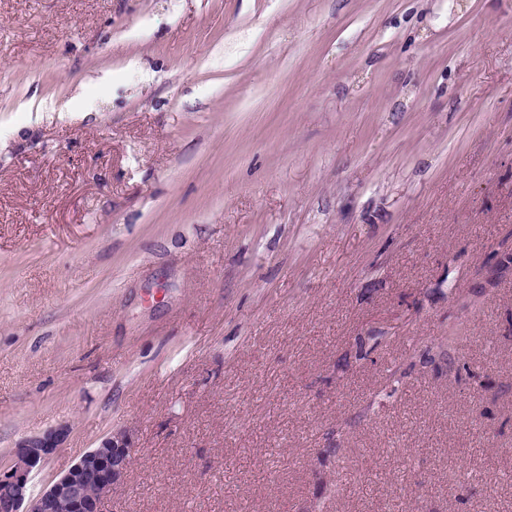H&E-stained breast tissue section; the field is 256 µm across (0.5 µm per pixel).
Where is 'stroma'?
<instances>
[{
	"label": "stroma",
	"mask_w": 512,
	"mask_h": 512,
	"mask_svg": "<svg viewBox=\"0 0 512 512\" xmlns=\"http://www.w3.org/2000/svg\"><path fill=\"white\" fill-rule=\"evenodd\" d=\"M508 253L512 0H0L31 495L123 432L102 512H512Z\"/></svg>",
	"instance_id": "obj_1"
}]
</instances>
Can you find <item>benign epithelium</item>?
Listing matches in <instances>:
<instances>
[{"instance_id":"obj_1","label":"benign epithelium","mask_w":512,"mask_h":512,"mask_svg":"<svg viewBox=\"0 0 512 512\" xmlns=\"http://www.w3.org/2000/svg\"><path fill=\"white\" fill-rule=\"evenodd\" d=\"M68 433V426L59 425L15 447L12 465L0 469V512H101L103 499L134 462V450L122 433L83 453L37 496L29 494L33 473L61 448Z\"/></svg>"}]
</instances>
